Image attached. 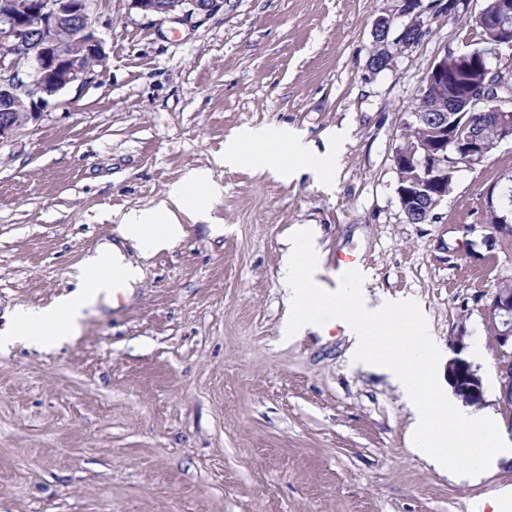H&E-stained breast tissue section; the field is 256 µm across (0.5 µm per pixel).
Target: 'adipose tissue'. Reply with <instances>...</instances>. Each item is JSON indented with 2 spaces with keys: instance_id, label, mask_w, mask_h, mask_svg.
Instances as JSON below:
<instances>
[{
  "instance_id": "1",
  "label": "adipose tissue",
  "mask_w": 512,
  "mask_h": 512,
  "mask_svg": "<svg viewBox=\"0 0 512 512\" xmlns=\"http://www.w3.org/2000/svg\"><path fill=\"white\" fill-rule=\"evenodd\" d=\"M224 162L231 166L267 167L282 173L291 168L310 167L326 181L332 178L336 165L333 155L312 151L284 126L243 129L226 142ZM222 193V187L212 181L208 170L187 171L169 186L160 205L134 210L124 217L121 238L135 250L136 259H128L120 246L114 245L88 252L77 267L76 290L62 296L53 306L16 310L11 327L0 332V341L10 343L20 338L40 346L78 335L86 311L110 293L107 284L93 281L99 270L112 268L122 287L133 288L142 278L140 259L184 237L181 215L204 212L207 202L217 200Z\"/></svg>"
}]
</instances>
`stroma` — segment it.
Returning <instances> with one entry per match:
<instances>
[{
  "label": "stroma",
  "instance_id": "1",
  "mask_svg": "<svg viewBox=\"0 0 512 512\" xmlns=\"http://www.w3.org/2000/svg\"><path fill=\"white\" fill-rule=\"evenodd\" d=\"M435 3L423 40L375 72L372 24L392 0H224L193 27L97 0L105 67L0 143V329L73 290L85 253L120 243L123 216L188 170L224 193L78 336L0 348V512H475L512 487L506 465L472 479L415 452L398 388L351 363L339 330L281 332L288 236L312 224L328 287L353 255L371 298L418 303L445 359L465 325L482 411L504 420L482 306L512 253L481 246L478 221L512 141L457 172L436 222L407 223L396 193L401 125L484 0L453 18ZM276 125L335 145L334 179L225 165L239 129Z\"/></svg>",
  "mask_w": 512,
  "mask_h": 512
}]
</instances>
